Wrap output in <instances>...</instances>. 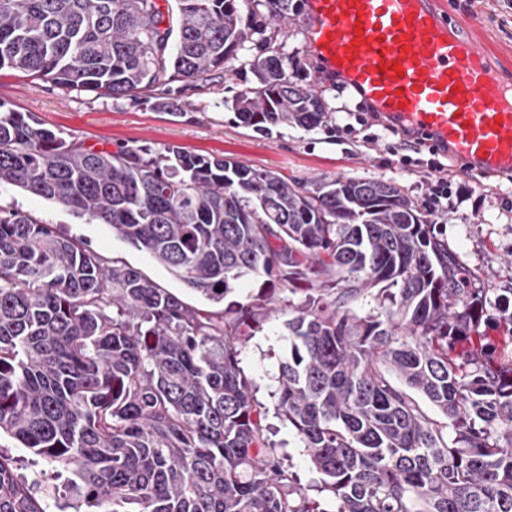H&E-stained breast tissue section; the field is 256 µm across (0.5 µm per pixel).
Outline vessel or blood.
Segmentation results:
<instances>
[{
    "mask_svg": "<svg viewBox=\"0 0 512 512\" xmlns=\"http://www.w3.org/2000/svg\"><path fill=\"white\" fill-rule=\"evenodd\" d=\"M300 25L322 75L384 124L447 149L470 176L512 173V82L438 0H306Z\"/></svg>",
    "mask_w": 512,
    "mask_h": 512,
    "instance_id": "1",
    "label": "vessel or blood"
}]
</instances>
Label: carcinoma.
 I'll return each mask as SVG.
<instances>
[{
    "label": "carcinoma",
    "instance_id": "obj_1",
    "mask_svg": "<svg viewBox=\"0 0 512 512\" xmlns=\"http://www.w3.org/2000/svg\"><path fill=\"white\" fill-rule=\"evenodd\" d=\"M158 2L0 0V71L137 100L167 76L247 70L239 124L327 125L324 97L277 46L302 0ZM2 188L108 225L227 302L198 311L0 209V436L71 471L82 512H512V363L479 332L491 308L512 336V306L491 300L429 204L375 178L309 183L170 146L97 150L9 109ZM245 279L258 294L229 300ZM277 313V410L327 500L283 468L240 366ZM0 512H47L1 452Z\"/></svg>",
    "mask_w": 512,
    "mask_h": 512
}]
</instances>
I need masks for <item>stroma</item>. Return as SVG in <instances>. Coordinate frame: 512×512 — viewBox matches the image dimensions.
<instances>
[{
	"label": "stroma",
	"instance_id": "obj_1",
	"mask_svg": "<svg viewBox=\"0 0 512 512\" xmlns=\"http://www.w3.org/2000/svg\"><path fill=\"white\" fill-rule=\"evenodd\" d=\"M439 6L450 19L480 18L478 34L491 52V63L504 66L505 78L512 81V0H439ZM278 44L285 55L301 61L322 90L331 116L327 127L306 131L288 126L261 134L239 125L232 103L244 85L238 77L225 74L205 77L185 92L180 91L178 82L166 79L143 92L141 100L133 101L98 98L1 70L0 103L28 113L43 127L88 147L113 150L123 145H174L302 180L383 178L402 186L411 196L426 198L430 193L428 150H420L410 163H402L395 155L400 147L398 136L376 125L355 94L320 77L299 26L285 27ZM174 91L180 94L177 113L154 108L156 98ZM447 163L452 194L439 212L448 243L477 273L482 287L491 289L493 297L508 296L512 293V177L494 174L480 185L462 174L455 158H448ZM0 208L18 209L41 223L57 225L108 261L139 268L193 308L220 309L146 252L113 235L107 225L87 222L62 205L14 189L0 190ZM283 322V317H273L263 331L248 340L241 366L256 383V397L266 408L268 436L277 454L297 475L308 497L320 500L324 494L318 474L294 430L276 414L279 364L288 351L282 337Z\"/></svg>",
	"mask_w": 512,
	"mask_h": 512
}]
</instances>
